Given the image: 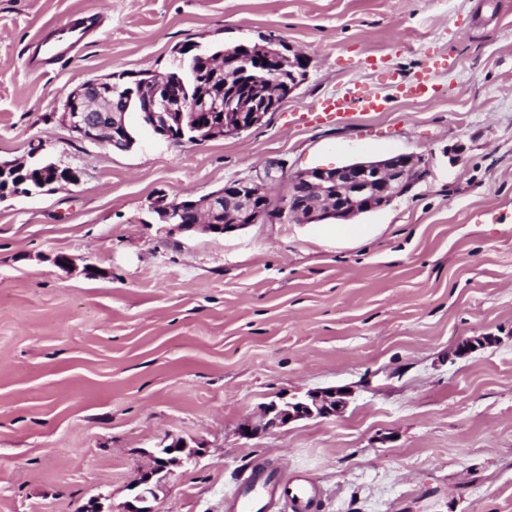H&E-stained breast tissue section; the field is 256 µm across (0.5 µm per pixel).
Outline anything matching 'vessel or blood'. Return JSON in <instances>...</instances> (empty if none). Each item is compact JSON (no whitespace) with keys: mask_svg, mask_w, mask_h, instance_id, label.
I'll return each mask as SVG.
<instances>
[{"mask_svg":"<svg viewBox=\"0 0 512 512\" xmlns=\"http://www.w3.org/2000/svg\"><path fill=\"white\" fill-rule=\"evenodd\" d=\"M97 24V16L82 15L65 25L41 29L27 48V70L36 73L47 64L69 59L85 44ZM430 72H422L413 80L400 83V95L413 99L438 95L440 89L432 83ZM321 107L323 117L331 120L346 116L352 108L366 114L384 111L387 101L355 85L326 97ZM316 506L317 491L303 473L288 478L279 470L261 465L251 468L224 502L225 512H315Z\"/></svg>","mask_w":512,"mask_h":512,"instance_id":"1","label":"vessel or blood"}]
</instances>
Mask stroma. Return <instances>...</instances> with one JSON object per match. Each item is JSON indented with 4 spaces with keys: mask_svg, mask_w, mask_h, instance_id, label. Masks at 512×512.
I'll list each match as a JSON object with an SVG mask.
<instances>
[{
    "mask_svg": "<svg viewBox=\"0 0 512 512\" xmlns=\"http://www.w3.org/2000/svg\"><path fill=\"white\" fill-rule=\"evenodd\" d=\"M83 12L99 34L28 72L33 36ZM263 38L311 66L239 135L167 142L132 112L119 151L61 122L80 80ZM440 56L456 65L435 99L365 64L410 78ZM351 81L388 110L316 119ZM33 153L79 181L0 201V512H124L175 442L193 459L156 512H224L259 462L303 471L320 512H512V0H0V160ZM397 154L428 174L358 216L376 231L361 245L330 221L187 235L154 211L272 165ZM335 386L352 391L342 417L262 431L265 404Z\"/></svg>",
    "mask_w": 512,
    "mask_h": 512,
    "instance_id": "35a3bbf8",
    "label": "stroma"
}]
</instances>
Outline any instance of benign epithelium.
Here are the masks:
<instances>
[{"label": "benign epithelium", "mask_w": 512, "mask_h": 512, "mask_svg": "<svg viewBox=\"0 0 512 512\" xmlns=\"http://www.w3.org/2000/svg\"><path fill=\"white\" fill-rule=\"evenodd\" d=\"M240 45L236 55L208 62L209 73L195 97L155 78H140L126 84L129 95L140 102L145 123L152 133L166 141H182L186 130L193 141L215 136H236L260 124L292 94L310 67L302 53L288 47ZM125 98L116 94L112 80H82L63 100L62 119L75 138L94 144L127 150L128 127ZM428 174L425 159L400 154L342 167H315L288 176L287 192L271 204L267 187L254 180L229 182L224 188L198 200L158 201L161 219L183 233L201 228L222 235L251 224H318L327 220L348 221L358 215L381 210L408 193ZM79 180L72 169L48 164L40 170L39 189L64 187ZM350 393L344 387H330L294 397L280 406H264L263 429L283 427L293 421L339 416ZM179 444L161 448L153 456L154 466L143 473L134 488L137 493L127 512H156L147 505L156 497L163 473L177 462Z\"/></svg>", "instance_id": "7a95c632"}]
</instances>
